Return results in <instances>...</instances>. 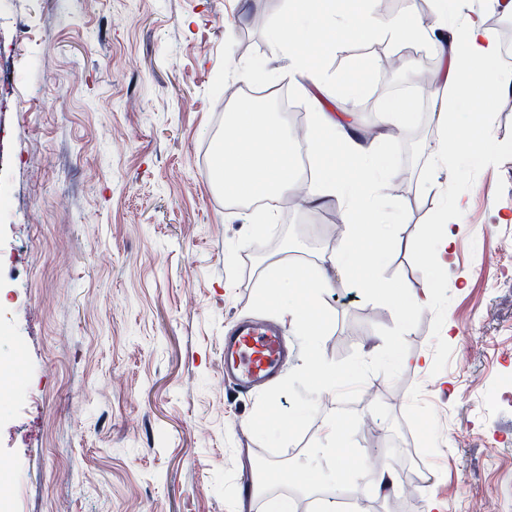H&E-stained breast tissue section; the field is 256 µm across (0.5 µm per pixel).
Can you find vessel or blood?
I'll use <instances>...</instances> for the list:
<instances>
[{"label":"vessel or blood","instance_id":"1","mask_svg":"<svg viewBox=\"0 0 512 512\" xmlns=\"http://www.w3.org/2000/svg\"><path fill=\"white\" fill-rule=\"evenodd\" d=\"M287 355L288 347L279 327L240 322L224 339V376L229 390L247 392L272 381Z\"/></svg>","mask_w":512,"mask_h":512}]
</instances>
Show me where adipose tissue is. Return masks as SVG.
<instances>
[{
	"mask_svg": "<svg viewBox=\"0 0 512 512\" xmlns=\"http://www.w3.org/2000/svg\"><path fill=\"white\" fill-rule=\"evenodd\" d=\"M438 2L431 21L408 12L383 26L375 16L374 0H356V8L347 13L337 12L335 0H293L289 23L273 29L270 42L275 49L294 54L302 78L324 91L336 84L311 58L298 54L302 43L317 40L340 48L352 40L389 35L429 45L440 63L434 82L443 93L437 114L442 134L431 156L440 165L480 163L493 152L496 114L490 103L512 88V69L502 67L498 37L481 16L459 15L453 0ZM467 109L472 115L461 131L447 133L457 113ZM303 140L315 172L311 180L304 178L293 159V138L267 112L242 101L224 114L215 179L225 197L233 199L246 193L263 199L298 193L314 208L325 197L341 199L350 230L332 247L329 270L312 274L279 263L264 297L303 335L315 339L325 324L322 301L335 286L333 273L346 274L362 265L365 238L385 242L391 238L389 226L377 221L376 213L394 172L378 139L363 135L352 113L326 111L321 101H314L306 115Z\"/></svg>",
	"mask_w": 512,
	"mask_h": 512,
	"instance_id": "adipose-tissue-1",
	"label": "adipose tissue"
}]
</instances>
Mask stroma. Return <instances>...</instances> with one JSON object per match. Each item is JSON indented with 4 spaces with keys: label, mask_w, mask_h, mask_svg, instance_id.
Here are the masks:
<instances>
[{
    "label": "stroma",
    "mask_w": 512,
    "mask_h": 512,
    "mask_svg": "<svg viewBox=\"0 0 512 512\" xmlns=\"http://www.w3.org/2000/svg\"><path fill=\"white\" fill-rule=\"evenodd\" d=\"M288 11L289 0H12L0 12V42L15 46L0 62L11 93L0 113V357L21 371L0 399V478L23 487L22 512H267L284 497L317 512L298 478L333 471L321 438L332 417L337 447L356 460L342 480L362 482L365 512L390 499L363 479L372 439L419 477L404 512L433 501L470 512L476 500L512 512V252L501 248L512 159L480 172L454 227L456 336L442 372L373 375L353 403L321 393L304 437L277 456L247 425L257 392L224 387V337L239 319L294 332L263 302L276 261L317 271L336 243L326 227L344 214L334 197L316 209L298 200L260 235L256 209L215 183L224 110L245 90L274 113L269 86L284 85L297 109L282 118L305 129L311 100L269 43ZM309 51L330 75L366 83L358 102L337 91L324 106L356 112L370 137L382 104L434 68L423 45ZM405 109L411 121L381 141L397 171L389 194L407 208L384 275L415 295L425 277L411 242L450 176L420 186L438 100ZM335 282L326 358L373 356L392 311ZM267 468L288 480L251 494Z\"/></svg>",
    "instance_id": "35a3bbf8"
}]
</instances>
